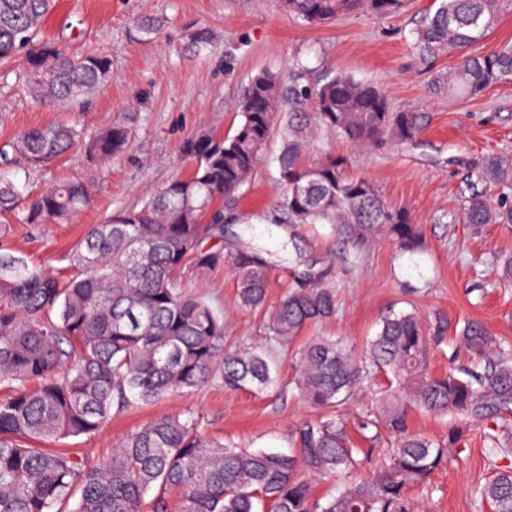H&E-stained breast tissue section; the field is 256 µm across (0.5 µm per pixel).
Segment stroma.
<instances>
[{
  "mask_svg": "<svg viewBox=\"0 0 512 512\" xmlns=\"http://www.w3.org/2000/svg\"><path fill=\"white\" fill-rule=\"evenodd\" d=\"M431 0H407L404 11L379 17L361 9L332 24L311 27L288 15L280 0H58L44 31L71 50H104L112 56V77L83 108L54 109L35 104L14 78L0 81V144L19 132L57 119L75 122L92 134L134 111V138L111 164L91 163L75 151L47 168L27 172V193L56 181L92 183L90 207L68 224H44L17 234L10 242L15 255L50 271L70 269V256L92 225L139 206L166 183L187 176L191 162L180 146L201 126L217 135H233L240 120L238 98L259 71L298 76L299 86L345 72L380 85L394 110L415 112L424 129L415 142L383 141L366 149H348L336 140L332 148L351 156L350 174L375 183L385 198L409 208L422 227L426 245L418 254H400L388 241L353 259L329 225L281 229L272 207L281 193L274 162L280 137H273L264 164L242 190L224 227V247L232 249L234 232L270 253L272 287L268 306L284 296L295 267L315 263L327 270L339 309L320 333L333 336L358 358L389 310H416L428 318L483 321L493 336L512 347V287L499 281L494 261L512 254V228L486 225L475 234L452 221L468 191L467 175L491 154L512 156V80L493 84L478 99L460 101L430 91L431 71L447 72L452 58L427 66L409 45L421 14ZM159 14L168 19L160 38H140L133 20ZM210 29L213 50L191 57L179 47L189 27ZM304 74H297V66ZM189 291L207 298L224 314V335L235 343L264 337V314L240 308L228 268L203 276L187 275ZM294 359L281 361L279 381L255 394L225 389L218 382L174 394L164 400L112 414L98 432L61 440L97 461L132 429L162 414H194L204 435L234 438L248 448L287 452L291 434L301 423L317 419L291 385ZM512 468V455L491 457L482 434H470L460 453L435 472L426 490L409 494L413 512H492L473 495L495 468Z\"/></svg>",
  "mask_w": 512,
  "mask_h": 512,
  "instance_id": "1",
  "label": "stroma"
}]
</instances>
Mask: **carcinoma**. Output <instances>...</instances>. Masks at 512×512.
I'll return each mask as SVG.
<instances>
[{
	"mask_svg": "<svg viewBox=\"0 0 512 512\" xmlns=\"http://www.w3.org/2000/svg\"><path fill=\"white\" fill-rule=\"evenodd\" d=\"M404 0H282L311 26L367 8L379 16L399 12ZM415 32L414 48L425 59L449 56L450 73L434 76L436 94L478 98L490 85L512 78V43L490 54L475 48L512 15V0H432ZM56 0H0V67L25 52L19 78L41 105L87 99L112 77V57L74 53L43 34ZM135 26L146 38L161 33L164 19L142 16ZM214 46L205 28L190 31L185 53ZM234 134L198 128L182 144L192 173L93 226L72 253L80 274L53 276L13 254L10 224L0 225V512H169L165 492L179 493L178 512H408L407 491L425 485L448 463L470 431L497 416L500 430L485 434L495 453L512 451V357L482 322L438 318L468 351L474 367L430 371L431 334L414 311H391L369 342L362 363L336 339L311 336L298 348L293 381L300 397L327 416L296 431L289 453L244 448L232 439L210 440L191 415L157 416L128 433L102 462L69 449L41 444L95 433L134 403L149 404L213 381L228 389L264 393L279 381L278 353L294 347L307 329L336 316V291L327 272L308 266L279 304L268 310L270 262L264 251L204 247L224 241V206L262 167L274 129L282 139L277 182L283 192L273 223L328 224L356 256L381 241L402 253L424 248L411 212L388 202L369 179L347 173L349 157L329 149L306 157L327 136L352 147L385 138L416 141L414 112L395 111L382 87L341 72L313 88L288 85L274 72L255 75L239 99ZM127 113L86 136L75 125L55 122L30 128L0 149V212L18 211L25 225L67 223L89 203L92 186L68 181L48 187L19 208L22 192L9 170L14 155L36 169L83 147L98 165L121 155L132 135ZM469 178L484 190L464 198L455 220L474 232L487 224H512V159L490 155ZM229 267L241 307L266 311L265 342L228 345L224 315L204 297L184 290L187 270ZM389 386L375 407L344 412L358 395L374 389L376 375ZM441 418L447 433L432 438L409 430V412ZM394 434L388 461L370 479L339 487L314 500L303 476L321 478L355 468L364 449ZM494 512H512V471L498 470L476 489Z\"/></svg>",
	"mask_w": 512,
	"mask_h": 512,
	"instance_id": "obj_1",
	"label": "carcinoma"
}]
</instances>
